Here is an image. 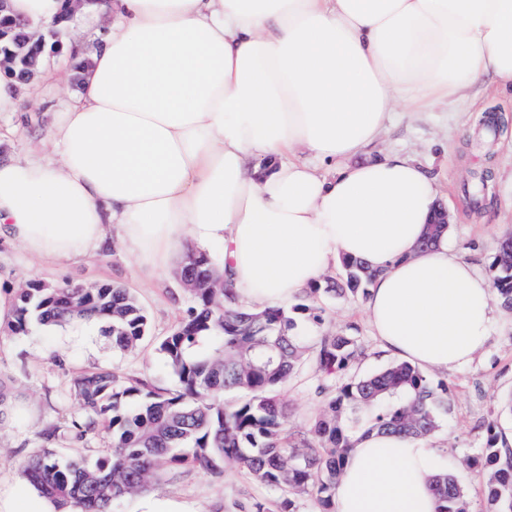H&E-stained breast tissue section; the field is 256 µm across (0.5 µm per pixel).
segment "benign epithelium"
Here are the masks:
<instances>
[{"mask_svg": "<svg viewBox=\"0 0 512 512\" xmlns=\"http://www.w3.org/2000/svg\"><path fill=\"white\" fill-rule=\"evenodd\" d=\"M6 15L10 23H0V73H4L21 84L29 83L36 75L40 63L44 59V51L48 40H53L51 52L60 53L61 41L57 39V31L32 33L21 31L12 15L9 14L8 0H0V15Z\"/></svg>", "mask_w": 512, "mask_h": 512, "instance_id": "7a95c632", "label": "benign epithelium"}]
</instances>
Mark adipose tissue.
<instances>
[{"label": "adipose tissue", "mask_w": 512, "mask_h": 512, "mask_svg": "<svg viewBox=\"0 0 512 512\" xmlns=\"http://www.w3.org/2000/svg\"><path fill=\"white\" fill-rule=\"evenodd\" d=\"M29 28L62 0H11ZM107 19L55 122L60 163L0 159V225L56 265L119 239L159 271L185 238L223 251L246 306H289L342 258L378 275L366 313L387 355L453 371L486 345L490 282L440 236L412 159L374 156L395 109L448 108L485 81L512 90V0H95ZM307 151L312 162L298 159ZM438 447L371 435L349 453L335 512H435ZM0 512H56L0 481Z\"/></svg>", "instance_id": "1"}]
</instances>
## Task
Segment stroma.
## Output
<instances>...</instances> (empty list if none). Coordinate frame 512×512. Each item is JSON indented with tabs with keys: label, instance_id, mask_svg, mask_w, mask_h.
Instances as JSON below:
<instances>
[{
	"label": "stroma",
	"instance_id": "obj_1",
	"mask_svg": "<svg viewBox=\"0 0 512 512\" xmlns=\"http://www.w3.org/2000/svg\"><path fill=\"white\" fill-rule=\"evenodd\" d=\"M31 89L37 97L26 102L21 112L0 114L1 157L24 162L53 156L51 148L44 145L45 132L63 103L78 90L71 66L65 65L63 57H46ZM447 114L444 107L410 118L394 114L377 149L408 155L437 177L443 190L441 202L450 218L449 245L490 279L499 242L512 237V186L492 184L487 194L478 198L473 184L489 163L511 172L512 149L500 146L498 137L489 134L486 122L478 117L473 120L472 133L459 138ZM27 279L52 284H120L145 307L150 332L131 351L113 348L98 322L38 326L24 336H0V378L12 402L28 409L21 421L0 425V477L8 480L22 479V462L45 449L91 460L106 456L110 443L104 434L87 443L50 444L42 433L76 412L70 391L74 378L82 372L105 367L124 380L140 381L155 389L174 388L175 378L157 346L193 304L190 292L174 273H152L117 240L98 253L60 267L30 256L19 243L0 235V290L15 292ZM296 300L312 308V318L303 322L308 346H316L321 337L347 331L357 336L362 348L354 374H367L390 363V356L377 348L363 299L313 297L305 291ZM428 376L433 383L447 386L450 403L441 429L432 437L441 449L439 462L464 475L472 512H484L482 476L468 469L465 458L484 446L487 423H496L505 433L512 431V413L505 410L512 396V311L500 309L487 344L470 365L454 372L432 370ZM316 385L311 365L282 385L280 395L291 408L287 431H308L323 412ZM277 497L276 491L228 464L220 476L200 469L163 475L144 493L115 502L112 512H147L157 500L173 502L188 512H236L242 502L273 507Z\"/></svg>",
	"mask_w": 512,
	"mask_h": 512
}]
</instances>
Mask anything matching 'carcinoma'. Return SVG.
<instances>
[{
	"label": "carcinoma",
	"mask_w": 512,
	"mask_h": 512,
	"mask_svg": "<svg viewBox=\"0 0 512 512\" xmlns=\"http://www.w3.org/2000/svg\"><path fill=\"white\" fill-rule=\"evenodd\" d=\"M341 282L310 288L344 299L367 298L377 276L362 261H341ZM492 288L512 310V239L497 248ZM194 298L185 316L158 344L176 386L155 390L127 382L112 370L79 375L71 387L79 411L42 433L47 442H85L108 435L111 452L93 463L62 459L51 451L28 457L23 473L42 495L56 500L59 512H112L115 501L146 491L163 473L201 468L216 475L229 463L257 482L280 492L276 512H296L304 497L318 512H333V495L348 452L376 431L427 439L448 413V388L434 385L419 368L394 361L363 376L350 371L360 354L356 336L344 332L321 337L313 360L321 376L317 393L325 412L307 432L284 433L288 406L278 389L308 360L306 337L296 314L309 307L239 304L209 253L191 250L177 273ZM98 319L112 346L129 349L149 335V319L136 297L110 283L83 288L29 279L18 288L13 320L5 333L24 336L35 324L58 326ZM208 339L211 350L195 354ZM244 398L224 403V394ZM468 464L489 471L483 494L486 512H512V444L492 422L477 455ZM436 512H471L467 489L446 471L436 476Z\"/></svg>",
	"instance_id": "carcinoma-1"
}]
</instances>
